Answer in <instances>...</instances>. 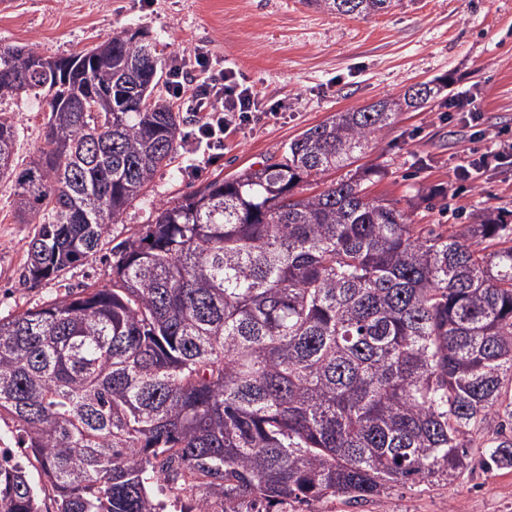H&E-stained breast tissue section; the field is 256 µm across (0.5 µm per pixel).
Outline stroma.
Masks as SVG:
<instances>
[{"mask_svg": "<svg viewBox=\"0 0 512 512\" xmlns=\"http://www.w3.org/2000/svg\"><path fill=\"white\" fill-rule=\"evenodd\" d=\"M123 28L144 31L165 58L203 47L266 102L286 107L227 136L213 162L177 151L144 196L109 225L96 254L34 288L19 276L36 227L18 222L15 186L0 179V318L108 283L113 246L152 223L159 204L281 154L290 139L337 112L429 81L440 94L423 108L399 112L360 156L359 165L376 171L366 184L369 195L397 200L412 223L445 231L484 214L512 225V163L458 181L466 146L447 118L450 102L467 92L478 97L487 136L512 129V0H394L388 12L366 19L303 0H0V45L29 46L46 57L92 48ZM0 111L14 119L17 159L28 162L44 142L43 103L23 94L1 100ZM481 451L473 443L469 468L452 481L399 485L360 503L341 496L292 503L288 512H512V468H480Z\"/></svg>", "mask_w": 512, "mask_h": 512, "instance_id": "1", "label": "stroma"}]
</instances>
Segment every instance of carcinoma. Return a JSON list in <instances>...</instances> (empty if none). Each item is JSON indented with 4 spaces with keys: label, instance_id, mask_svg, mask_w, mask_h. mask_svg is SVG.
<instances>
[{
    "label": "carcinoma",
    "instance_id": "obj_1",
    "mask_svg": "<svg viewBox=\"0 0 512 512\" xmlns=\"http://www.w3.org/2000/svg\"><path fill=\"white\" fill-rule=\"evenodd\" d=\"M369 17L392 0H305ZM0 45V99L32 93L44 144L15 161L0 113V178L37 224L22 283L95 254L181 144L155 94L167 62L139 32L55 58ZM338 112L279 159L215 176L112 247V277L0 319V512H161L153 486L198 491V512H270L398 484L453 480L469 439L500 418L479 465L512 468V226L408 223L350 165L398 110L437 94ZM39 465L55 510L5 441Z\"/></svg>",
    "mask_w": 512,
    "mask_h": 512
}]
</instances>
